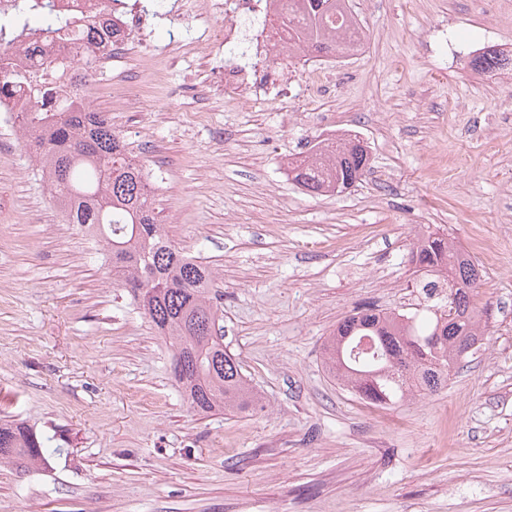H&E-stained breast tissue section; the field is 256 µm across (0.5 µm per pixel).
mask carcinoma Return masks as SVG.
Wrapping results in <instances>:
<instances>
[{"instance_id":"1","label":"carcinoma","mask_w":512,"mask_h":512,"mask_svg":"<svg viewBox=\"0 0 512 512\" xmlns=\"http://www.w3.org/2000/svg\"><path fill=\"white\" fill-rule=\"evenodd\" d=\"M112 2L106 0L96 14L74 18L62 14L56 0H17L23 31L43 33L50 41L82 40L84 56H46L34 73L0 65V107L28 95L37 119V127L26 133L29 151L67 223L98 239L115 281L173 348L184 373L176 384L190 407L199 414L217 409L257 414L265 409L263 400L239 360L224 348L210 296L211 270L162 233L142 170L129 162L106 113L77 102L97 60L119 40ZM282 23L293 32L294 46L309 54L349 50L359 42L345 0H288ZM368 165V148L360 139L326 138L296 160L293 180L311 194L334 193V183L353 187ZM411 262L427 275L421 287L426 294L436 291L433 277L447 281L444 304L425 306L421 317L365 307L324 343L329 372L374 406L438 392L480 341L478 318L487 308L476 301L479 275L471 259L447 238L428 233L411 251ZM57 452L21 424L0 426L1 459L41 466Z\"/></svg>"}]
</instances>
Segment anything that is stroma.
Returning <instances> with one entry per match:
<instances>
[{
	"label": "stroma",
	"mask_w": 512,
	"mask_h": 512,
	"mask_svg": "<svg viewBox=\"0 0 512 512\" xmlns=\"http://www.w3.org/2000/svg\"><path fill=\"white\" fill-rule=\"evenodd\" d=\"M178 2L127 28L81 99L162 179L163 230L215 272L268 408L189 407L172 349L0 122V424L58 449L0 464V512H512V0H351L358 51L321 74L284 53L247 111L218 78L223 16ZM333 134L370 170L308 195L288 163ZM427 232L469 251L484 343L437 394L371 408L323 344L363 305L410 308Z\"/></svg>",
	"instance_id": "obj_1"
}]
</instances>
